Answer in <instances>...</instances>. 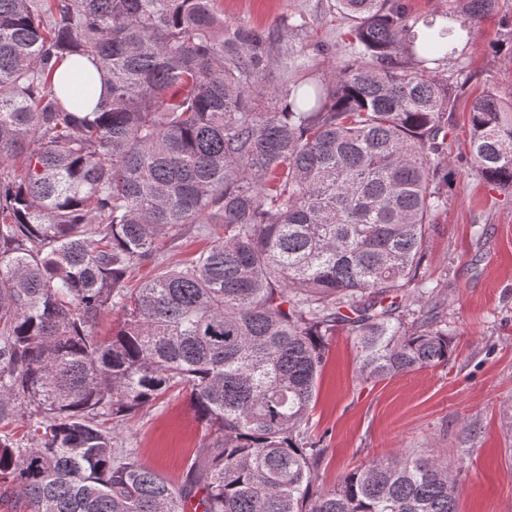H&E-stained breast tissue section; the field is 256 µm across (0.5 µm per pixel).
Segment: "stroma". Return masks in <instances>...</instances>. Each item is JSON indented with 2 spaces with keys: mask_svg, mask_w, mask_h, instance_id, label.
Wrapping results in <instances>:
<instances>
[{
  "mask_svg": "<svg viewBox=\"0 0 512 512\" xmlns=\"http://www.w3.org/2000/svg\"><path fill=\"white\" fill-rule=\"evenodd\" d=\"M218 9L227 22L262 27L305 14V32L285 43L309 51L335 45V56L314 59L322 73L349 57L350 22L334 0H218ZM448 74L458 84L447 146L455 180L434 218L422 276L439 285L454 353L445 365L365 382L350 338L337 333L306 429L326 450L317 478L323 487L409 449L447 461L459 512H512V189L491 186L468 163L472 100L489 88L512 97V0H497L476 23ZM115 441L177 482L208 435L188 395L176 391L130 416Z\"/></svg>",
  "mask_w": 512,
  "mask_h": 512,
  "instance_id": "1",
  "label": "stroma"
}]
</instances>
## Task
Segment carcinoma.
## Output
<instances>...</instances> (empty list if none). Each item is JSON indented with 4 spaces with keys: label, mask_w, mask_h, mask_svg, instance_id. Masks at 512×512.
<instances>
[{
    "label": "carcinoma",
    "mask_w": 512,
    "mask_h": 512,
    "mask_svg": "<svg viewBox=\"0 0 512 512\" xmlns=\"http://www.w3.org/2000/svg\"><path fill=\"white\" fill-rule=\"evenodd\" d=\"M217 0H0V482L29 512H458L448 465L404 452L315 487L306 440L329 337L377 382L448 363L420 275L448 197L442 66L496 0L431 18L336 0L351 58L326 79L281 30ZM110 76L57 93L58 62ZM470 163L512 188V103L470 110ZM23 172L14 173L16 163ZM193 227L211 246L167 266ZM162 268L137 288L136 266ZM118 308L109 339L96 327ZM187 390L211 439L174 485L115 426ZM81 71L85 74L88 71H91L93 74V87L94 94L88 99L85 104L84 110L82 112H92L97 104V102L105 95L104 89V80L103 74L100 76L94 67L87 61L77 62L71 58H64L58 64L57 70L54 76V83L58 92L62 98H65L66 95V87L68 84V79L71 78L75 73H81Z\"/></svg>",
    "instance_id": "carcinoma-1"
}]
</instances>
